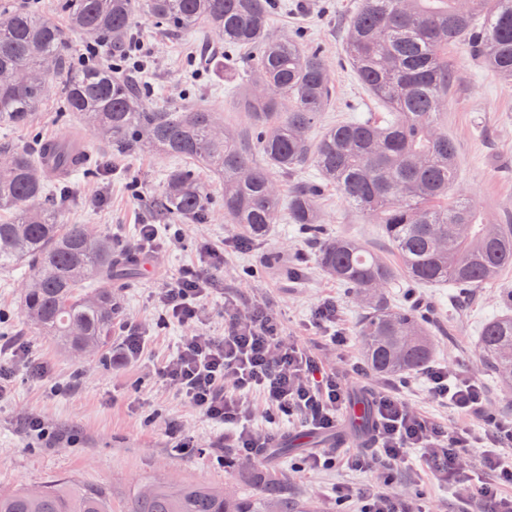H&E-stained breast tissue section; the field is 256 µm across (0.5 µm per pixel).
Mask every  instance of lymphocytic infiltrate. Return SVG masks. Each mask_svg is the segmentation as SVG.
Segmentation results:
<instances>
[{
  "instance_id": "lymphocytic-infiltrate-1",
  "label": "lymphocytic infiltrate",
  "mask_w": 512,
  "mask_h": 512,
  "mask_svg": "<svg viewBox=\"0 0 512 512\" xmlns=\"http://www.w3.org/2000/svg\"><path fill=\"white\" fill-rule=\"evenodd\" d=\"M202 268L188 267L162 288L159 300L166 312L182 322L198 319L214 285L213 272L221 265L218 251ZM23 368L32 381H43L44 363L30 359L29 349L18 342L11 347L9 364H0V401L11 394L16 368ZM159 376L186 403L207 418L224 424L233 433L237 454L250 456L267 447L265 437L245 423L249 394L260 393L268 406L291 414L298 412L317 429L334 427L338 413L347 404L340 377L324 369L319 358L291 343L280 321L265 308L224 321L223 336L198 333L184 337L175 356L159 370ZM424 377L437 401L471 418L483 417L487 395L480 380L454 376L447 369L427 367ZM374 441L387 460H402L412 448L423 449L434 470L459 473V460L474 443L467 430H448L415 415L392 390H381L374 400ZM491 436L497 446L485 450L470 463L471 470L484 473L476 494L489 512H512V498L499 496V482H512V467L505 465L498 445L512 444V417L492 418Z\"/></svg>"
}]
</instances>
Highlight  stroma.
Segmentation results:
<instances>
[{
  "label": "stroma",
  "mask_w": 512,
  "mask_h": 512,
  "mask_svg": "<svg viewBox=\"0 0 512 512\" xmlns=\"http://www.w3.org/2000/svg\"><path fill=\"white\" fill-rule=\"evenodd\" d=\"M356 0H281L270 29L274 36H301L307 47L322 52L336 94L326 107L310 139L340 121L366 118L381 111L379 104L360 84L344 55L346 15ZM134 31L147 45L149 69L145 76L148 93L164 107L181 110L205 104L215 112L217 126L235 132L250 122L248 113L236 106L233 93L254 89L255 77L225 74L224 41L208 28L200 27L171 38L147 13L135 17ZM448 66L455 82L448 94V135L457 147L458 171L455 189L471 198L487 220L501 222L512 214V82L474 60L466 46L448 49ZM66 134L82 137L91 160L69 178L70 200L61 210L65 224H82L93 233L111 236L115 248L136 245L141 225L149 223L151 200L163 187L171 158L136 151L118 153L111 143L87 124L81 113L68 112L54 99H47L13 137L26 145ZM208 197L204 223L182 224L183 239L173 244L159 233L155 248L143 255L134 278L115 283L121 307L119 325L112 330V344L90 359H78L61 348L22 315V298L29 272L19 267L0 271V360L9 359L12 340L25 342L31 356L45 363L49 377L45 385L33 384L25 371L12 379V395L0 402V492L35 488L65 477L82 485H105L112 492V512H124L133 493L144 482H205L253 496L256 485L226 469L224 453L233 436L223 425L208 419L185 403L165 382L158 370L177 351L184 337L224 333V313L231 308L248 310L261 305L281 321L287 338L318 357L327 368L344 378L349 401L338 424L346 426L354 416L358 396H373L385 377L366 370L358 336L363 309L345 288L318 266L314 251L296 225L280 218L268 237L258 245L241 249L237 225L224 219V182L199 171ZM328 235L359 239L377 249L390 262L394 250L384 240L380 225L349 206L333 187L323 188L317 200ZM224 255L217 273V288L205 303L201 321L183 323L165 315L157 302L161 288L188 265L206 261L203 245ZM306 257L304 271L292 278L288 270L299 257ZM512 291V270L479 289L467 306H458L456 289L411 288L399 280L387 289V300L405 305L415 294L430 314L438 340L434 365L450 374L478 378L488 395V413L512 415V394L503 391L486 371L476 353L483 323L511 310L503 301ZM336 302V329L346 342L337 347L313 325L316 307L324 299ZM146 336L147 349L135 361L116 362L123 328ZM400 395L426 421L450 429L464 428L482 435L485 420L458 415L450 406L435 401L422 375L400 386ZM249 427L273 436L277 455L262 451L250 457L252 468L275 466L288 469L291 496L312 501L316 512H362L359 493L376 485H387L405 502L410 512H461L471 499L469 484L455 478H439L421 462L413 449L393 468L376 463L356 468L343 462L348 453L365 455L369 445L347 440L337 442L335 432H316L300 417H289L269 408L260 395L248 398ZM36 416L54 431L53 445L29 438L21 422ZM193 440L191 450L178 447L180 438ZM330 453L334 466L308 467L312 455ZM352 489L354 495L338 502L336 492Z\"/></svg>",
  "instance_id": "obj_1"
}]
</instances>
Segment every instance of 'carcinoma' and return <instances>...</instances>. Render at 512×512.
Wrapping results in <instances>:
<instances>
[{
	"mask_svg": "<svg viewBox=\"0 0 512 512\" xmlns=\"http://www.w3.org/2000/svg\"><path fill=\"white\" fill-rule=\"evenodd\" d=\"M274 0H60L70 31L114 47L145 10L172 35L202 24L224 38V70L237 72L238 51H255L251 66L262 87L240 107L250 113L243 138L214 136V116L197 105L157 108L140 86L108 67L72 66L63 30L30 10L0 9V125L20 126L58 78L54 95L69 112L91 118L117 152L150 149L201 165L224 179V219L241 228L238 243L268 235L282 206L277 172L312 166L318 178L382 225L396 251L394 267L365 244L331 238L317 220L321 186L303 180L288 193V219L299 225L332 278L356 294L367 311L360 322L364 357L376 373L405 380L427 367L433 340L419 304L388 305L381 290L399 274L414 285H451L470 300L512 268V217L489 224L472 202L454 197L456 145L439 130L448 118V46L464 43L472 56L512 81V0H360L351 16L344 53L365 89L388 117L339 122L311 142L305 138L332 94L322 53L295 38L270 33ZM44 145L0 144L7 174H0V269L25 264L31 275L25 317L61 345L96 352L112 342L119 317L112 278L133 266L106 234L62 224L49 197L68 193L46 179ZM208 195L192 168L164 180L152 222H203ZM479 352L491 374L512 389V315H497L481 329ZM260 493L241 497L201 483L149 481L124 512H311L288 496V472L258 476ZM0 512H112L102 485L50 481L38 490L0 494Z\"/></svg>",
	"mask_w": 512,
	"mask_h": 512,
	"instance_id": "carcinoma-1",
	"label": "carcinoma"
}]
</instances>
